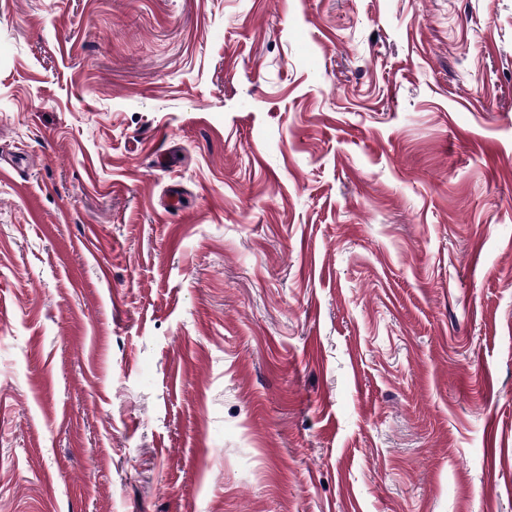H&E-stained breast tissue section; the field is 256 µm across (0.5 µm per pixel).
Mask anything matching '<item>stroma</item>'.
I'll return each mask as SVG.
<instances>
[{
	"label": "stroma",
	"mask_w": 512,
	"mask_h": 512,
	"mask_svg": "<svg viewBox=\"0 0 512 512\" xmlns=\"http://www.w3.org/2000/svg\"><path fill=\"white\" fill-rule=\"evenodd\" d=\"M0 512H512V0H0Z\"/></svg>",
	"instance_id": "1"
}]
</instances>
